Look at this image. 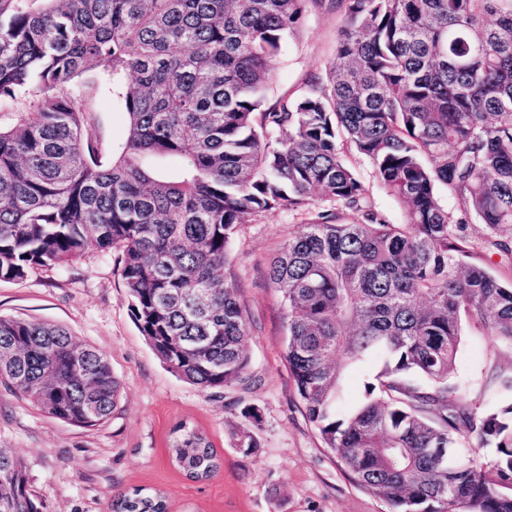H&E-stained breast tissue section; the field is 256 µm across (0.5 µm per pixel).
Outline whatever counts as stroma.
<instances>
[{
	"label": "stroma",
	"mask_w": 512,
	"mask_h": 512,
	"mask_svg": "<svg viewBox=\"0 0 512 512\" xmlns=\"http://www.w3.org/2000/svg\"><path fill=\"white\" fill-rule=\"evenodd\" d=\"M339 22L329 6L307 7L299 36L279 57L270 99L292 95L310 77L326 74ZM93 119L105 144L122 143L126 118L117 92H103ZM348 160L373 209L390 223H403V208L379 186L368 160L354 153ZM320 212L339 223L352 217L341 204L318 198L307 209L272 210L240 225L224 277L236 288L249 324L253 378L220 394L179 379L151 349L130 311L119 252L38 267L19 282L0 280V315L65 326L78 343L106 354L120 384L111 416L91 428L54 419L0 388V448L12 449L25 463L42 512H111L113 491L135 488L164 492L170 512H385L381 501L348 479L306 418L283 357L278 298L266 279L289 232ZM495 368L512 370V347L465 324L455 375L470 401L495 402L484 388ZM246 407L258 410V420L242 416ZM182 421L205 432L220 457L221 469L211 480H188L169 458L170 432ZM237 428L258 437L255 454L236 448L231 433Z\"/></svg>",
	"instance_id": "1"
}]
</instances>
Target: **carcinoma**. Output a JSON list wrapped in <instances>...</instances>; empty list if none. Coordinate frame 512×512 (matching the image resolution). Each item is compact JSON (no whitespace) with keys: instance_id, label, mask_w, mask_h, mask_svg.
<instances>
[{"instance_id":"cac0c4a2","label":"carcinoma","mask_w":512,"mask_h":512,"mask_svg":"<svg viewBox=\"0 0 512 512\" xmlns=\"http://www.w3.org/2000/svg\"><path fill=\"white\" fill-rule=\"evenodd\" d=\"M310 0H0V280L121 251L131 313L168 370L204 391L249 378V328L224 280L238 226L316 197L349 209L292 232L267 278L309 422L388 512H512V374L472 406L452 377L462 319L512 345V285L467 228L512 255V0H329L332 66L265 105L275 62ZM120 84L127 123L107 153L87 116ZM351 146L404 209H372ZM443 188L453 206H442ZM382 367L336 411L347 370ZM0 387L94 427L119 382L64 327L0 315ZM471 448H493L480 460ZM246 456L260 447L236 434ZM170 452L193 481L215 448L181 422ZM27 468L0 448V512H33ZM112 512H168L112 496Z\"/></svg>"}]
</instances>
